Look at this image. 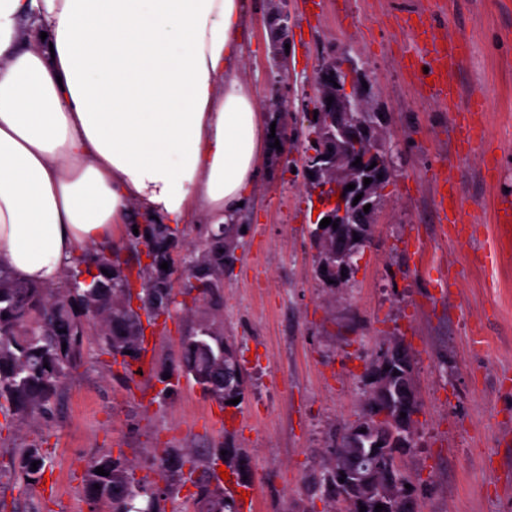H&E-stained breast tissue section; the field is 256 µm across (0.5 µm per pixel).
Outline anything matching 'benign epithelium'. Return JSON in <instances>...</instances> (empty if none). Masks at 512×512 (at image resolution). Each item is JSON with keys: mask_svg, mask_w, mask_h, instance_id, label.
I'll use <instances>...</instances> for the list:
<instances>
[{"mask_svg": "<svg viewBox=\"0 0 512 512\" xmlns=\"http://www.w3.org/2000/svg\"><path fill=\"white\" fill-rule=\"evenodd\" d=\"M291 20L288 8H283L275 18L277 39L274 43V55L279 60H285V36L288 23ZM353 81L350 71L336 65V61L328 60L318 73L315 83L318 95L313 109L318 111L317 119L309 120L308 127L313 129L309 140L311 147L304 157L307 171L314 173L311 177L313 192L316 193L320 212L316 222L324 218L331 219L337 224H346L350 220L371 223L374 210L364 212V206L372 203L373 183L387 180L391 177L388 166L370 168V158L378 149L375 126L372 123L360 124L355 120L354 113L363 111L366 96L361 92L349 93L347 84ZM333 97L332 103H327V97ZM361 159L360 165L353 162ZM372 179V183L364 185V179ZM349 184L355 185L352 190L346 189ZM362 195L358 203H353L357 195ZM338 201L331 202L332 197ZM357 252L341 238L336 237V262L328 261L326 266L336 273V280L342 279V274L349 273L354 266ZM404 362L406 357L396 353V349L388 347L380 356L376 368L371 373L370 381L380 401H390L392 396H398L411 401L415 395L413 372L408 368L398 370L393 362ZM393 426L373 425L366 421L354 429L353 437H362L380 444V447L364 453L358 448L353 456L340 467L336 474V482L349 494L365 503L377 505L392 499V484L380 482L375 478L376 468H367L364 461L368 458L377 460L389 454L398 457L405 449L406 440L403 432L406 430V419L395 414ZM365 433H360V430Z\"/></svg>", "mask_w": 512, "mask_h": 512, "instance_id": "1", "label": "benign epithelium"}]
</instances>
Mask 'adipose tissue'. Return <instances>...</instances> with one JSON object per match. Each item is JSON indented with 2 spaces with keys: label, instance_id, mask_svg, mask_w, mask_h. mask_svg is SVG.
Segmentation results:
<instances>
[{
  "label": "adipose tissue",
  "instance_id": "1",
  "mask_svg": "<svg viewBox=\"0 0 512 512\" xmlns=\"http://www.w3.org/2000/svg\"><path fill=\"white\" fill-rule=\"evenodd\" d=\"M247 0H0V268L57 287L131 224L235 223L273 152Z\"/></svg>",
  "mask_w": 512,
  "mask_h": 512
}]
</instances>
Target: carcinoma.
I'll list each match as a JSON object with an SVG mask.
<instances>
[{
	"instance_id": "cac0c4a2",
	"label": "carcinoma",
	"mask_w": 512,
	"mask_h": 512,
	"mask_svg": "<svg viewBox=\"0 0 512 512\" xmlns=\"http://www.w3.org/2000/svg\"><path fill=\"white\" fill-rule=\"evenodd\" d=\"M370 228L369 224L354 221L340 225V235L350 241L355 235L360 237L357 247L361 249L370 243ZM231 230V224L217 229L208 224L201 229L200 255L189 262L187 285L178 290L172 285L173 273L160 268L169 261L175 244L174 231L163 224H152L143 234L129 233L134 252H139L143 244L153 254V262L137 263L135 273L123 266L116 253L90 254L85 270L66 272L63 286L50 291L0 270V413L26 417L46 412L59 392L66 369L81 357L90 310L102 322L100 336L105 350L114 358L122 357L126 369L139 362L145 349L141 317L151 321L179 304L186 305L178 301V296L191 294L197 286L203 296L220 297L224 268L232 267L236 260ZM132 297L140 302L137 312L124 307V300ZM182 351L181 372L210 388V397L222 403L245 398L244 384L234 377L224 381L219 359L236 349L216 327H200L184 337ZM353 448L349 433H344L333 446L330 467L317 482L318 489L332 500L340 498L336 467L352 454ZM41 461V449L30 445L19 449L14 470L23 481L35 483L42 475ZM98 467L109 475L96 474ZM159 477L165 486L146 476L136 477L121 459L104 452L88 465L83 493L89 501L105 504L108 512H163L161 501L176 498L189 480L196 488L194 512H238L233 497L211 488L213 473L204 458L166 449Z\"/></svg>"
}]
</instances>
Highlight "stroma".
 <instances>
[{"label": "stroma", "instance_id": "35a3bbf8", "mask_svg": "<svg viewBox=\"0 0 512 512\" xmlns=\"http://www.w3.org/2000/svg\"><path fill=\"white\" fill-rule=\"evenodd\" d=\"M420 0H291L286 62L273 55L278 0H248L245 74L275 122L274 152L241 210L246 231L219 301L197 300L161 318L149 337L154 370L177 372L181 342L202 323L233 341L247 389L226 407L180 381L157 398L152 376L104 354L99 322L68 370L50 412L0 415V497L17 512H93L85 471L112 452L156 478L165 449L189 455L230 443L244 454L254 512H341L317 490L336 437L362 415L366 369L394 341L414 361L422 411L402 465L420 512H512V232L493 222L512 189V0H433L462 58L459 102L481 96L485 145L458 157L448 112L423 93L401 19ZM355 69L380 113L393 176L372 239L346 281L317 278L316 197L301 172L314 81L327 58ZM450 172L462 222L438 221L435 175ZM45 451L48 484L24 486L11 459Z\"/></svg>", "mask_w": 512, "mask_h": 512}]
</instances>
